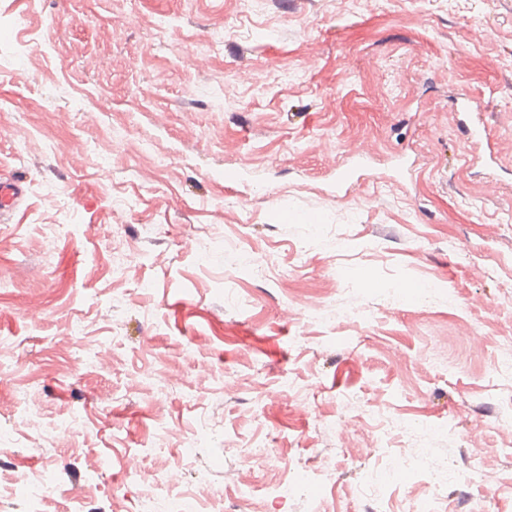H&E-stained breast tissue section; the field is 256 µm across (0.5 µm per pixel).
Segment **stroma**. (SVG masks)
<instances>
[{"label": "stroma", "instance_id": "stroma-1", "mask_svg": "<svg viewBox=\"0 0 512 512\" xmlns=\"http://www.w3.org/2000/svg\"><path fill=\"white\" fill-rule=\"evenodd\" d=\"M0 172V512H512V0H0ZM484 109L480 102L469 95H465L455 102V111L464 114L469 121V124L465 123V125L468 139L470 140H479L483 137L485 130L478 116L481 112H484ZM473 115L477 117V122L471 119Z\"/></svg>", "mask_w": 512, "mask_h": 512}]
</instances>
